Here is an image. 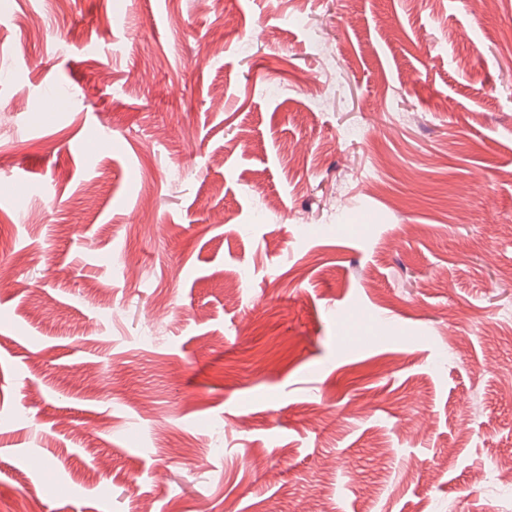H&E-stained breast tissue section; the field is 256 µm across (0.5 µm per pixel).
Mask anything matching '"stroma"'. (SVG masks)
Segmentation results:
<instances>
[{"mask_svg":"<svg viewBox=\"0 0 512 512\" xmlns=\"http://www.w3.org/2000/svg\"><path fill=\"white\" fill-rule=\"evenodd\" d=\"M2 111L0 512H512V0H0Z\"/></svg>","mask_w":512,"mask_h":512,"instance_id":"obj_1","label":"stroma"}]
</instances>
